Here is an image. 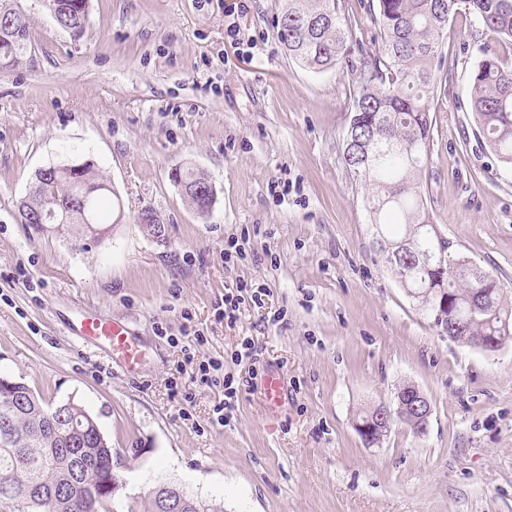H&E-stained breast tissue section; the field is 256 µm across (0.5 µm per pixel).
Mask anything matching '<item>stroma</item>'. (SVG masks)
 Instances as JSON below:
<instances>
[{
	"label": "stroma",
	"instance_id": "stroma-1",
	"mask_svg": "<svg viewBox=\"0 0 512 512\" xmlns=\"http://www.w3.org/2000/svg\"><path fill=\"white\" fill-rule=\"evenodd\" d=\"M369 2L338 0L348 61L315 73L276 37L281 0H91L77 36L17 0L31 25L0 72V374L96 417L123 482L108 512H146L162 484L222 512H512V340L487 353L443 335L379 256L371 186L345 168L350 64L376 49ZM484 43L512 60L472 15L450 17L423 183L438 231L512 301V173L468 101ZM86 160L123 204L106 240L84 250L21 223L35 171ZM180 165L215 185L207 218L171 181ZM147 206L166 243L135 224ZM230 239L246 261L227 262ZM240 285L236 321L219 319ZM90 313L128 327L138 371L66 333ZM187 321L206 336L192 363ZM204 359L239 389L228 425L222 381L194 380ZM405 382L431 403L427 434L399 424L366 445L359 415Z\"/></svg>",
	"mask_w": 512,
	"mask_h": 512
}]
</instances>
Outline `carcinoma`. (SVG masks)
<instances>
[{"instance_id":"carcinoma-1","label":"carcinoma","mask_w":512,"mask_h":512,"mask_svg":"<svg viewBox=\"0 0 512 512\" xmlns=\"http://www.w3.org/2000/svg\"><path fill=\"white\" fill-rule=\"evenodd\" d=\"M61 15L59 26L78 35L89 18L90 0H53ZM464 11L497 41L512 46V0H376L372 19L381 48L361 52L355 72L351 111L362 126L350 137L370 141L365 160L348 166L351 175L369 178L371 224L382 241L386 263L392 246L414 243L413 260L395 270L406 287L418 294L435 326L448 331L458 325L461 336L512 338V303L502 285L481 273L478 282L463 274V255L453 241L429 231L431 217L423 188L428 167L432 120L428 102L434 98L441 67V45L448 20ZM277 37L288 56L314 72L335 69L342 59L353 24L336 7V0H282ZM29 17L14 10L12 0H0V70L17 65L27 50ZM470 73L469 104L478 128L495 160L512 170V63L484 45ZM39 194L68 224L81 248L98 243L95 229L105 225L107 199L118 204L112 185L87 163L80 170L55 166L39 183ZM480 288L489 299L483 311L469 309L467 298ZM452 298L450 307L444 299ZM22 402L7 400L0 387V512H73V495L91 498L110 473L109 450L101 445L87 412L75 400L57 420L52 406L27 384L17 386ZM83 422V432L70 434L67 422ZM32 492L31 504L19 503V491Z\"/></svg>"}]
</instances>
